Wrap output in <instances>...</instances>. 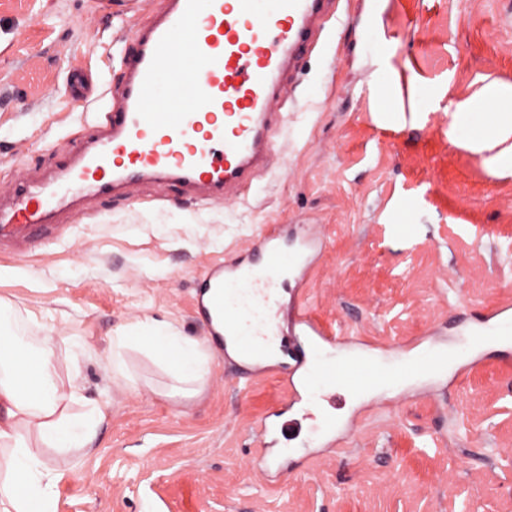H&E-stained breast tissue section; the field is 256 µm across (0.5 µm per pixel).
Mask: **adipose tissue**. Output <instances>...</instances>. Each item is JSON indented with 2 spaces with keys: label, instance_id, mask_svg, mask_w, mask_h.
Segmentation results:
<instances>
[{
  "label": "adipose tissue",
  "instance_id": "obj_1",
  "mask_svg": "<svg viewBox=\"0 0 512 512\" xmlns=\"http://www.w3.org/2000/svg\"><path fill=\"white\" fill-rule=\"evenodd\" d=\"M489 98L478 121L482 148L491 150V174H499L502 160H512V113L496 111ZM23 317L0 299V447L8 455L0 465V512H56V489L62 478L48 454L67 457L89 447L103 421L102 406L84 398L80 362L93 346L80 337L67 346L68 362L60 364L50 338L32 343L16 334L13 324ZM148 356L172 379L169 394H199L211 376L210 355L204 342L181 335L170 323L139 320L111 339L108 370L127 390L141 393L127 355ZM82 412H75V405Z\"/></svg>",
  "mask_w": 512,
  "mask_h": 512
}]
</instances>
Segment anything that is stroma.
I'll return each mask as SVG.
<instances>
[{
  "mask_svg": "<svg viewBox=\"0 0 512 512\" xmlns=\"http://www.w3.org/2000/svg\"><path fill=\"white\" fill-rule=\"evenodd\" d=\"M140 12L92 0H0V202L60 168L84 143L70 70L117 85ZM111 63H104V46ZM512 89V0H341L319 46L304 52L282 109L270 167L240 195L203 204L140 183L95 209L56 218L18 255L0 251V299L35 313L21 334L82 336V394L105 418L90 449L52 464L57 512H512V351H471L447 375L338 400L333 436L285 404L277 368L259 374L212 353L196 397L163 393L166 373L128 363L152 393L105 371L108 338L144 317L208 337L201 279L248 251L271 224H303L323 242L303 300L342 351L392 358L445 340L512 301V171L489 172L480 128L453 139L457 107ZM303 413L305 443L257 464L253 429Z\"/></svg>",
  "mask_w": 512,
  "mask_h": 512,
  "instance_id": "35a3bbf8",
  "label": "stroma"
}]
</instances>
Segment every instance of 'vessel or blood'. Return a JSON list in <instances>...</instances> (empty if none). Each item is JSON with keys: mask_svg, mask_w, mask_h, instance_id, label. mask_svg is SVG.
Returning a JSON list of instances; mask_svg holds the SVG:
<instances>
[{"mask_svg": "<svg viewBox=\"0 0 512 512\" xmlns=\"http://www.w3.org/2000/svg\"><path fill=\"white\" fill-rule=\"evenodd\" d=\"M328 2L164 0L149 26L131 32L133 49L122 59L117 91L93 92L91 76L73 69L77 100L95 107L86 123L89 144L61 178L28 184L11 211L0 212V244L50 230L68 197L89 190L109 196L150 178L161 188L204 190L209 202L238 192L268 167L270 136L288 95L286 73L297 67ZM287 269L305 285L303 250L283 247L274 225L257 250L212 268L216 292L209 305L223 316L225 335L236 337L241 357L275 346ZM494 318L471 332V345L512 341V304L501 305ZM297 325L312 344L303 359L280 361L284 387L290 397L325 405L327 432L336 428L331 411L340 392L442 375L452 356L430 346L389 364L370 356L335 360L322 347L335 344L336 336L302 304Z\"/></svg>", "mask_w": 512, "mask_h": 512, "instance_id": "1", "label": "vessel or blood"}]
</instances>
